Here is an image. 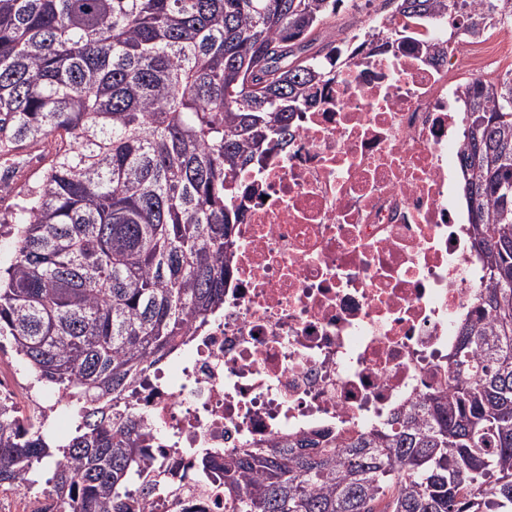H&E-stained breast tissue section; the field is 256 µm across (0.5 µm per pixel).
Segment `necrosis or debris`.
Here are the masks:
<instances>
[{"mask_svg": "<svg viewBox=\"0 0 512 512\" xmlns=\"http://www.w3.org/2000/svg\"><path fill=\"white\" fill-rule=\"evenodd\" d=\"M412 42L340 62L288 145L247 175L224 307L192 321L129 405L149 436L145 512H231L224 455L317 430L373 429L448 384L485 272L450 204L466 137L457 78L512 70V38ZM208 452L214 474L200 471Z\"/></svg>", "mask_w": 512, "mask_h": 512, "instance_id": "1", "label": "necrosis or debris"}]
</instances>
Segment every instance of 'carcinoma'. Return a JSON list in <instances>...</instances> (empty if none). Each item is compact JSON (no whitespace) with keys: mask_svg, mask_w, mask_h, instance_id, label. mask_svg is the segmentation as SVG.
<instances>
[{"mask_svg":"<svg viewBox=\"0 0 512 512\" xmlns=\"http://www.w3.org/2000/svg\"><path fill=\"white\" fill-rule=\"evenodd\" d=\"M477 38L512 0H384ZM343 0H0V157L47 137L38 182L0 216V349L77 416L0 403V487L33 464L79 512H143L147 434L116 412L193 319L224 306L244 177L336 73L323 32ZM460 157L488 271L448 354V388L383 426L224 455L233 512H512V71L459 86Z\"/></svg>","mask_w":512,"mask_h":512,"instance_id":"carcinoma-1","label":"carcinoma"}]
</instances>
